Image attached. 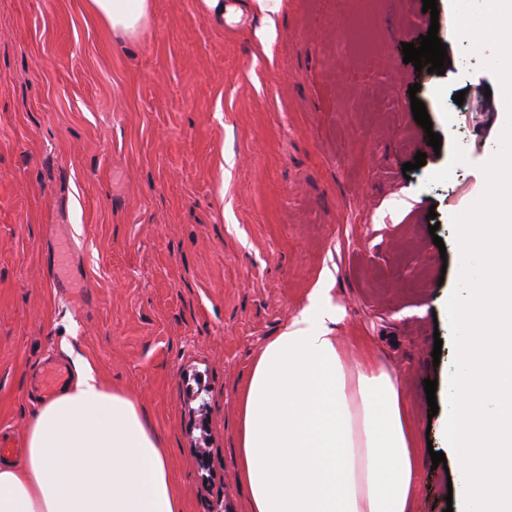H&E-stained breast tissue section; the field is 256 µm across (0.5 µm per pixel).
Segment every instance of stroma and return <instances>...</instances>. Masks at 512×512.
I'll return each instance as SVG.
<instances>
[{"instance_id": "stroma-1", "label": "stroma", "mask_w": 512, "mask_h": 512, "mask_svg": "<svg viewBox=\"0 0 512 512\" xmlns=\"http://www.w3.org/2000/svg\"><path fill=\"white\" fill-rule=\"evenodd\" d=\"M152 4L130 39L87 0H0V437L13 459L39 371L74 351L140 401L185 512H246L238 397L265 342L326 288L337 335L397 373L429 434L413 512H462L444 437L452 218L484 191L503 103L456 38L451 0L435 18L422 0H283L267 44L252 0L224 25L201 0ZM434 21L442 75L403 61ZM420 152L425 165L403 173ZM56 255L80 293L53 287Z\"/></svg>"}]
</instances>
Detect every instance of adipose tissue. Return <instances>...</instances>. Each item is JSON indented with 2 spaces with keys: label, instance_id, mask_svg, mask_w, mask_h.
<instances>
[{
  "label": "adipose tissue",
  "instance_id": "adipose-tissue-1",
  "mask_svg": "<svg viewBox=\"0 0 512 512\" xmlns=\"http://www.w3.org/2000/svg\"><path fill=\"white\" fill-rule=\"evenodd\" d=\"M152 0H89L135 37ZM327 289L255 357L237 404L238 479L248 512H410L420 438L395 376L362 348L347 364ZM42 401L21 461H0V512H184L169 454L129 394L75 358Z\"/></svg>",
  "mask_w": 512,
  "mask_h": 512
}]
</instances>
